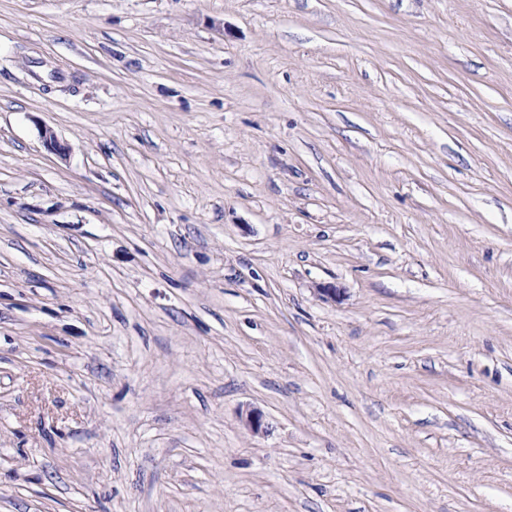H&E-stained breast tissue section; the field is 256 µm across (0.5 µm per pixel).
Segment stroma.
<instances>
[{"label": "stroma", "mask_w": 512, "mask_h": 512, "mask_svg": "<svg viewBox=\"0 0 512 512\" xmlns=\"http://www.w3.org/2000/svg\"><path fill=\"white\" fill-rule=\"evenodd\" d=\"M0 512H512V0H0Z\"/></svg>", "instance_id": "35a3bbf8"}]
</instances>
